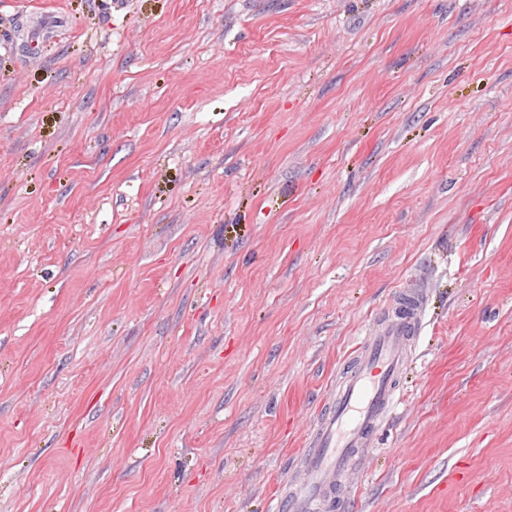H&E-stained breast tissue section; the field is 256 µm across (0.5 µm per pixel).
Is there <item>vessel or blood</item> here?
Segmentation results:
<instances>
[{
	"mask_svg": "<svg viewBox=\"0 0 512 512\" xmlns=\"http://www.w3.org/2000/svg\"><path fill=\"white\" fill-rule=\"evenodd\" d=\"M421 298L405 292L371 320L342 379L329 388L327 411L307 438L308 465L285 488L280 512H320L336 485L360 467L384 420L401 399V374L424 329Z\"/></svg>",
	"mask_w": 512,
	"mask_h": 512,
	"instance_id": "obj_1",
	"label": "vessel or blood"
}]
</instances>
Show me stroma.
<instances>
[{"instance_id": "obj_1", "label": "stroma", "mask_w": 512, "mask_h": 512, "mask_svg": "<svg viewBox=\"0 0 512 512\" xmlns=\"http://www.w3.org/2000/svg\"><path fill=\"white\" fill-rule=\"evenodd\" d=\"M408 289L326 512H512V0H0V512H278ZM421 298L403 292L391 309L371 320L352 365L329 388L328 410L308 435L303 476L284 489L280 512H319L336 485L361 466L384 420L401 399V374L424 329Z\"/></svg>"}]
</instances>
